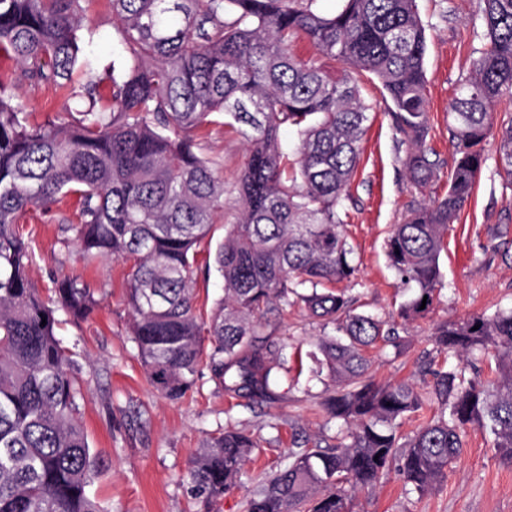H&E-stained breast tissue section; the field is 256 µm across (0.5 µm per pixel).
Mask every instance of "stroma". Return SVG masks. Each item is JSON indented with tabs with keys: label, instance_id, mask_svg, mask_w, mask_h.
I'll list each match as a JSON object with an SVG mask.
<instances>
[{
	"label": "stroma",
	"instance_id": "stroma-1",
	"mask_svg": "<svg viewBox=\"0 0 512 512\" xmlns=\"http://www.w3.org/2000/svg\"><path fill=\"white\" fill-rule=\"evenodd\" d=\"M417 3L428 36L425 147L438 163L436 177L421 191L408 183L402 163L406 147L380 83L365 76L360 92L375 118L362 142L347 203L346 230L357 270L341 288L357 310L386 319L396 315L405 296L388 264L385 242L410 206L441 193L454 158L448 105L458 80L486 43L482 0ZM113 33L109 0H87L83 35L93 38L101 56L111 55ZM18 72L15 62L0 57V76L15 77V98L35 121L65 111L66 91L18 79ZM199 140L203 154L218 162L225 186H233L247 161L241 138L206 130ZM485 157L473 198L448 231L441 292L433 309L400 327L406 345L403 355L390 349L375 354L371 374L377 382L422 384L415 361L431 350L437 322L512 305V185L499 174L495 142L486 144ZM78 221V198L68 194L22 213L17 229L31 246L29 276L43 298L52 297L56 281L70 278L93 289L99 301L87 322H67L58 328L59 337L75 354L83 383L80 409L89 445L105 464L90 494L105 512H187L184 477L191 462L209 434L229 422L250 434L258 446L246 460L237 487L225 494L214 512H248L263 478L291 462L295 439L328 443L336 434L335 422L320 406L327 378L316 375L310 357L327 328L299 305L269 314L271 330L285 344L275 361L279 386L274 400L228 399L206 370L184 400L169 401L150 386L127 332L126 266L108 258L83 260L71 229ZM351 512H512V468L502 464L493 435L472 428L460 461L434 490L406 493L393 467L375 489L353 496Z\"/></svg>",
	"mask_w": 512,
	"mask_h": 512
}]
</instances>
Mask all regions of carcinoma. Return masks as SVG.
Returning <instances> with one entry per match:
<instances>
[{"mask_svg": "<svg viewBox=\"0 0 512 512\" xmlns=\"http://www.w3.org/2000/svg\"><path fill=\"white\" fill-rule=\"evenodd\" d=\"M85 2L0 0V56L17 62L20 78L60 88L82 74L73 107L42 122L15 101L13 80L0 79V512H104L88 492L104 463L80 421L73 352L57 335V312L79 324L97 299L63 279L56 305L46 302L16 231L21 213L68 193L79 198L80 223L70 230L83 256L128 268V332L163 397L182 399L206 367L231 398H275L271 362L283 343L264 322L273 310L301 303L339 333L322 340L317 363L331 379L320 405L342 437L295 454L248 512H349L348 490L374 488L395 461L423 494L447 477L470 428L489 431L512 465V308L437 324L433 348L444 362L424 368L419 392L374 381L368 352L380 342L400 350L398 330L334 289L356 271L346 203L374 119L354 75L381 84L411 145V186L435 177L416 0H340L332 15L317 0H111L117 38L103 74L79 36ZM482 17L487 47L448 107L446 189L410 207L386 242L409 290L398 310L405 322L432 310L448 227L473 194L488 140L512 181V116L494 112L512 100V0H483ZM298 38L340 70L300 60ZM205 127L240 136L248 151L234 187L238 216L213 257L224 297L206 319L197 307L198 248L224 210L225 189L197 140ZM284 129L297 140H282ZM490 356L496 377L486 379ZM425 407L432 416L399 443L402 418ZM255 447L229 426L206 439L185 477L196 512H213Z\"/></svg>", "mask_w": 512, "mask_h": 512, "instance_id": "carcinoma-1", "label": "carcinoma"}]
</instances>
